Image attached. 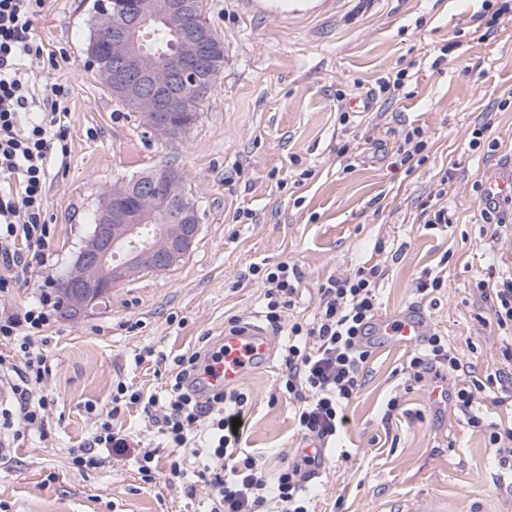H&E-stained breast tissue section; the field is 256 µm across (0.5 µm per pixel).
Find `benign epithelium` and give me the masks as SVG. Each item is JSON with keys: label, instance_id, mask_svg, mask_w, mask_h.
Segmentation results:
<instances>
[{"label": "benign epithelium", "instance_id": "1", "mask_svg": "<svg viewBox=\"0 0 512 512\" xmlns=\"http://www.w3.org/2000/svg\"><path fill=\"white\" fill-rule=\"evenodd\" d=\"M177 39L179 67L166 70L142 49L150 21ZM108 64V88L141 117L147 132L173 142L197 119L207 88L223 61V46L200 14L198 0H112L98 16L95 51ZM198 208L171 167L134 181L121 180L101 197L93 231L58 284L67 298L61 316L78 321L101 305L112 288L142 271H166L192 247Z\"/></svg>", "mask_w": 512, "mask_h": 512}]
</instances>
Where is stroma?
Listing matches in <instances>:
<instances>
[{"label": "stroma", "instance_id": "stroma-1", "mask_svg": "<svg viewBox=\"0 0 512 512\" xmlns=\"http://www.w3.org/2000/svg\"><path fill=\"white\" fill-rule=\"evenodd\" d=\"M498 0H325L311 13L272 16L249 0H204L224 43V68L196 123L175 142L149 136L139 116L118 103L93 74L85 47L93 0H46L34 33L56 64L33 62L35 90L69 89V154L47 183L45 207L56 257L52 278L71 268L91 225L89 215L113 182L170 166L196 202L200 232L189 252L164 272H142L113 288L106 304L81 320L54 316L42 340L51 372L43 430L5 438L0 453V512H209L201 456L185 453L184 476L146 481L143 448L159 441L143 403L122 406L124 451L104 466L73 463L112 408L117 384L166 397L176 356L217 346L230 316L258 319L256 282H238L251 262L290 261L302 272L296 316L312 317L318 286L363 263H384L380 314L417 304V279L446 269L433 329L474 363L479 376L502 367L501 342L473 302L480 281L512 271V233L492 239L478 207L481 185L512 166V18L495 37L479 38L477 18ZM448 59L432 61L443 45ZM412 67L411 92L377 97V81ZM373 95L371 111L340 124L337 92ZM491 113L494 151H473L469 133ZM421 128L427 158L395 167L402 128ZM353 142L350 163L336 149ZM453 222L428 230L419 205L447 168ZM308 179H301L303 170ZM256 221L236 224L237 208ZM409 346L373 348L365 383L347 409L338 446L310 495L313 512H391L423 496L452 512H512V482L489 434L450 405L430 401L432 376L409 381ZM280 356L237 383L249 396L242 444L265 472L291 459L302 442L287 398L271 401ZM399 407L387 412L389 399Z\"/></svg>", "mask_w": 512, "mask_h": 512}]
</instances>
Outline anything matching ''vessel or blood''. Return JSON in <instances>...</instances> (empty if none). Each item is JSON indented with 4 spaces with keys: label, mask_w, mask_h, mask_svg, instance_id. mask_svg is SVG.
<instances>
[{
    "label": "vessel or blood",
    "mask_w": 512,
    "mask_h": 512,
    "mask_svg": "<svg viewBox=\"0 0 512 512\" xmlns=\"http://www.w3.org/2000/svg\"><path fill=\"white\" fill-rule=\"evenodd\" d=\"M376 336L394 346H419L430 333V319L423 308L409 306L378 317L373 327ZM275 341L261 325L246 323L233 332H225L223 353L212 365L205 380L213 388L230 386L244 374L271 360Z\"/></svg>",
    "instance_id": "obj_1"
}]
</instances>
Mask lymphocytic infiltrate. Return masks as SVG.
Returning a JSON list of instances; mask_svg holds the SVG:
<instances>
[{"label":"lymphocytic infiltrate","instance_id":"f902f5d3","mask_svg":"<svg viewBox=\"0 0 512 512\" xmlns=\"http://www.w3.org/2000/svg\"><path fill=\"white\" fill-rule=\"evenodd\" d=\"M44 0H0V295L10 293L21 270L31 264L51 267V226L45 219L46 182L52 161L69 153L65 102L68 90L54 86L38 96L24 60L42 57V45L33 35V21ZM382 266L361 265L332 275L318 287L319 305L312 318H291L302 273L296 264L253 262L241 270L240 280L256 281L263 293V317L276 332L287 331L282 348L283 368L276 387L296 404L295 417L304 439L323 443L338 440L346 423L347 406L363 382V367L371 351L368 330L378 315L376 289L384 278ZM477 303L487 304L483 324L497 333L503 345L505 367L478 379L463 353L449 346L439 332H431L409 363L410 376L421 381L431 371L450 380L444 395L473 427H488L489 440L500 462L512 460V429L486 425L479 414L487 388H499L512 398V275L481 284ZM50 289H42L23 316L0 318V338H21L24 383L16 387L17 410L4 412L5 427L42 428L45 399L30 397L29 382L49 373L47 358L37 345L57 309ZM220 352L199 348L179 355L169 378L165 401L148 397L160 407L159 432L163 448L144 451L139 470L153 480L159 453H166L169 475L181 477L180 458L192 437L203 438L207 461L201 472L211 492V512H310L303 489L316 457L296 455L268 480L256 458L240 450L243 431L232 421L244 418L248 397L235 388L206 392L200 374Z\"/></svg>","mask_w":512,"mask_h":512}]
</instances>
